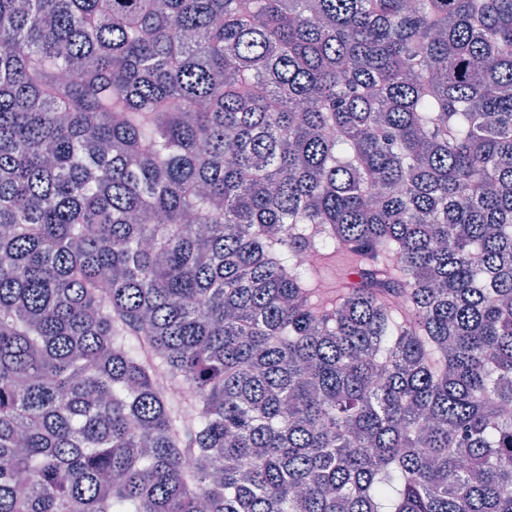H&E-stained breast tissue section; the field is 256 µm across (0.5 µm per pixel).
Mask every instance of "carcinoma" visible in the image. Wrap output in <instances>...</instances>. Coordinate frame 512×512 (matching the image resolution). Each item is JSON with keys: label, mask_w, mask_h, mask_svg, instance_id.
<instances>
[{"label": "carcinoma", "mask_w": 512, "mask_h": 512, "mask_svg": "<svg viewBox=\"0 0 512 512\" xmlns=\"http://www.w3.org/2000/svg\"><path fill=\"white\" fill-rule=\"evenodd\" d=\"M511 404L512 0H0V512H512Z\"/></svg>", "instance_id": "1"}]
</instances>
